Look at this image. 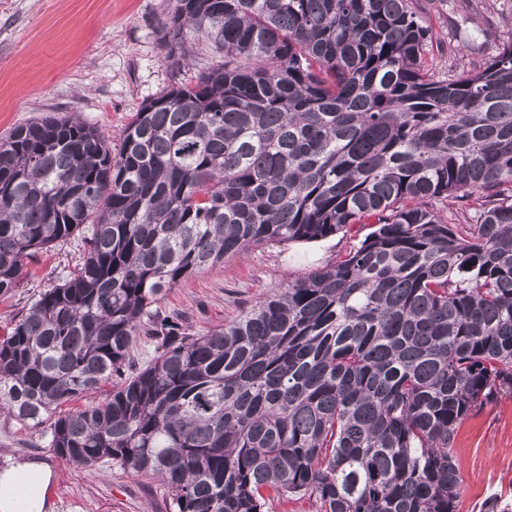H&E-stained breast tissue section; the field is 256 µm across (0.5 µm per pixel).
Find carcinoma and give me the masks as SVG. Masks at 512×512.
Segmentation results:
<instances>
[{
    "label": "carcinoma",
    "instance_id": "carcinoma-1",
    "mask_svg": "<svg viewBox=\"0 0 512 512\" xmlns=\"http://www.w3.org/2000/svg\"><path fill=\"white\" fill-rule=\"evenodd\" d=\"M161 31L176 69L190 39L220 60L117 153L76 116L0 140V297L85 243L0 338V407L68 461L159 478L172 512H457L456 428L512 395V37L450 75L414 0H173ZM457 197L474 223L445 216ZM368 218L222 328L156 309L252 246ZM141 335L157 357L133 371Z\"/></svg>",
    "mask_w": 512,
    "mask_h": 512
}]
</instances>
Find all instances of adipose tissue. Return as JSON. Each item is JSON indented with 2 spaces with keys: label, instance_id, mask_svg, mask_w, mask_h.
<instances>
[{
  "label": "adipose tissue",
  "instance_id": "ef3b65f1",
  "mask_svg": "<svg viewBox=\"0 0 512 512\" xmlns=\"http://www.w3.org/2000/svg\"><path fill=\"white\" fill-rule=\"evenodd\" d=\"M50 482L45 463L8 459L0 465V512H47Z\"/></svg>",
  "mask_w": 512,
  "mask_h": 512
}]
</instances>
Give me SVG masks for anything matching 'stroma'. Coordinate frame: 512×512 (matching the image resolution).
<instances>
[{
    "instance_id": "35a3bbf8",
    "label": "stroma",
    "mask_w": 512,
    "mask_h": 512,
    "mask_svg": "<svg viewBox=\"0 0 512 512\" xmlns=\"http://www.w3.org/2000/svg\"><path fill=\"white\" fill-rule=\"evenodd\" d=\"M173 0H0V138L48 116L80 117L120 146L125 127L148 99L189 82L215 63L200 56L174 69L161 24ZM433 49L454 70L483 67L512 22V0H419ZM482 26L485 51L454 53L455 30ZM351 240L336 234L312 244L254 246L197 272L166 291L158 310L196 333L224 326L256 301L316 266L335 261ZM81 239L28 263L19 288L0 298V337L38 295L76 269ZM461 481L458 512H487L492 499L512 505V396L466 417L453 443ZM50 464L52 512H171L166 488L153 477L103 464L84 468L59 457L41 433L0 414V461Z\"/></svg>"
}]
</instances>
